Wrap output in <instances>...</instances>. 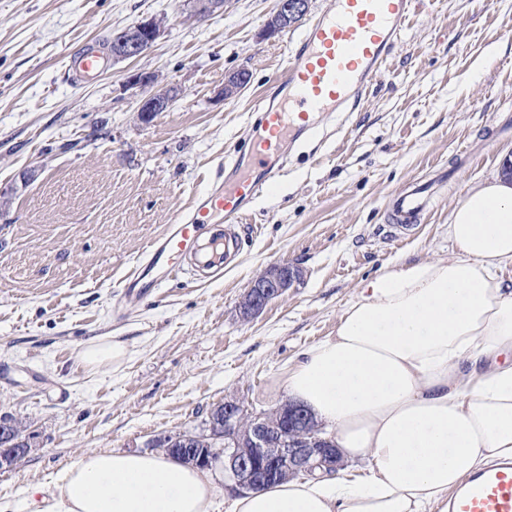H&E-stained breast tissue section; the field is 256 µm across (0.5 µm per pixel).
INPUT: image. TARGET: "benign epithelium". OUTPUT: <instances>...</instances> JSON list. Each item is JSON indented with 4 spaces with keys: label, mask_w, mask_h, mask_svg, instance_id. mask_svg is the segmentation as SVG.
Returning <instances> with one entry per match:
<instances>
[{
    "label": "benign epithelium",
    "mask_w": 512,
    "mask_h": 512,
    "mask_svg": "<svg viewBox=\"0 0 512 512\" xmlns=\"http://www.w3.org/2000/svg\"><path fill=\"white\" fill-rule=\"evenodd\" d=\"M309 0H277L276 9L268 20L266 33L272 35L307 13ZM160 33L157 22L147 20L132 29L113 35L110 56L114 61L141 56L156 41ZM135 84L149 86L153 91L144 98L139 108L144 117L156 112H167L176 100L175 91L159 84L154 73H137L131 77ZM248 82L247 72L238 71L224 82V96L241 91ZM300 279V271L288 264L263 270L252 282L237 305L240 317L251 320L260 315L274 299L285 294ZM268 415H254L243 401L226 400L213 407L208 416L209 436L224 441V477L231 482L234 492L256 490L274 479L307 474L315 468L334 472L341 466L336 449L329 440L318 436L306 439L295 435V430H317L318 425L303 406L285 401ZM185 448L181 457L200 467L215 460L211 448H197L199 436L181 433ZM279 443L275 452H269L271 443Z\"/></svg>",
    "instance_id": "7a95c632"
}]
</instances>
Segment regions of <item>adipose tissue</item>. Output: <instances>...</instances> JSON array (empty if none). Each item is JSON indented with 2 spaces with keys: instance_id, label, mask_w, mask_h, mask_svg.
Wrapping results in <instances>:
<instances>
[{
  "instance_id": "1",
  "label": "adipose tissue",
  "mask_w": 512,
  "mask_h": 512,
  "mask_svg": "<svg viewBox=\"0 0 512 512\" xmlns=\"http://www.w3.org/2000/svg\"><path fill=\"white\" fill-rule=\"evenodd\" d=\"M445 258L380 269L335 335L289 364L288 395L352 470L225 499L213 469L163 452L82 456L0 512H448L470 473L512 458V173L473 185L448 217Z\"/></svg>"
}]
</instances>
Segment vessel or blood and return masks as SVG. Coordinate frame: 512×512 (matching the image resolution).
Here are the masks:
<instances>
[{"label":"vessel or blood","mask_w":512,"mask_h":512,"mask_svg":"<svg viewBox=\"0 0 512 512\" xmlns=\"http://www.w3.org/2000/svg\"><path fill=\"white\" fill-rule=\"evenodd\" d=\"M418 0H335L314 18L278 82L282 103L258 107L259 134L233 160L229 173L141 251L121 283L122 297L144 296L195 268L223 274L239 254L248 205L277 186L276 159L288 141L318 136L326 112H351L399 44ZM429 200L426 187L409 184L393 209L403 224L415 222ZM448 512H512V460L471 475L448 500Z\"/></svg>","instance_id":"obj_1"}]
</instances>
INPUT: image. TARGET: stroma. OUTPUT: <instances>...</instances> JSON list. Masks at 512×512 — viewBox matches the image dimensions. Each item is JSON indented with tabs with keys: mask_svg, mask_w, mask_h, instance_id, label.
Instances as JSON below:
<instances>
[{
	"mask_svg": "<svg viewBox=\"0 0 512 512\" xmlns=\"http://www.w3.org/2000/svg\"><path fill=\"white\" fill-rule=\"evenodd\" d=\"M276 0H227L201 18L193 0H0V416L33 438L0 470V497L52 481L85 453L147 450L205 432L210 409L240 399L272 410L279 380L382 267L451 253L448 216L512 157V0H420L358 111L326 118L294 152L278 191L256 199L236 263L116 305L151 237L188 210L254 133L255 104L307 26L264 34ZM161 24L141 56L76 79L72 61L112 33ZM249 84L224 98L240 69ZM158 74L173 107L142 122ZM32 173L22 182V173ZM435 181L418 224H394L407 182ZM300 281L256 318L236 305L275 264ZM123 342L120 366L87 364L90 341Z\"/></svg>",
	"mask_w": 512,
	"mask_h": 512,
	"instance_id": "35a3bbf8",
	"label": "stroma"
}]
</instances>
